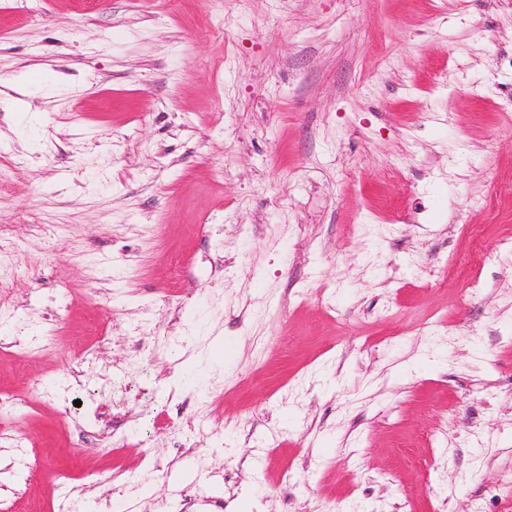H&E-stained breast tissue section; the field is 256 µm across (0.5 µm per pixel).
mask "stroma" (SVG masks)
<instances>
[{"label":"stroma","instance_id":"35a3bbf8","mask_svg":"<svg viewBox=\"0 0 512 512\" xmlns=\"http://www.w3.org/2000/svg\"><path fill=\"white\" fill-rule=\"evenodd\" d=\"M511 53L512 0H0V503L512 512Z\"/></svg>","mask_w":512,"mask_h":512}]
</instances>
